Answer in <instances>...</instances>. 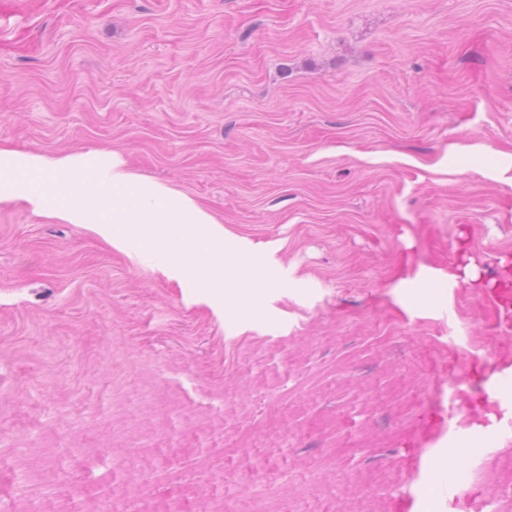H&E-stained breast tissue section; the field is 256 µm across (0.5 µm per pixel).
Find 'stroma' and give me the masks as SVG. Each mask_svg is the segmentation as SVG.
Here are the masks:
<instances>
[{"label":"stroma","instance_id":"stroma-1","mask_svg":"<svg viewBox=\"0 0 512 512\" xmlns=\"http://www.w3.org/2000/svg\"><path fill=\"white\" fill-rule=\"evenodd\" d=\"M0 148L116 152L275 281L231 312L0 205V512H449L427 419L489 328L429 272L512 260V0H0Z\"/></svg>","mask_w":512,"mask_h":512}]
</instances>
